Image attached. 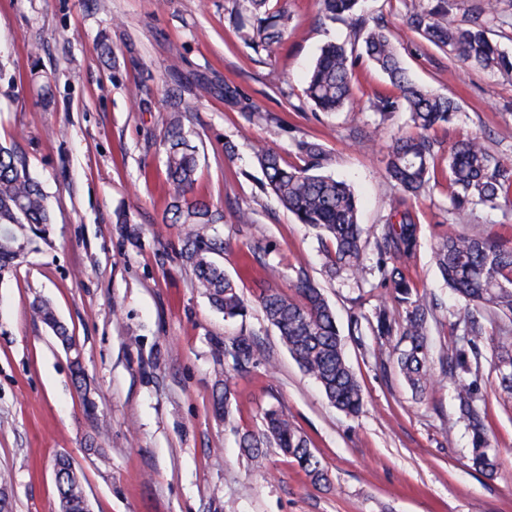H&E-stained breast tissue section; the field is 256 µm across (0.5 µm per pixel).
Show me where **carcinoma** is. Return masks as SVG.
I'll use <instances>...</instances> for the list:
<instances>
[{"label":"carcinoma","instance_id":"carcinoma-1","mask_svg":"<svg viewBox=\"0 0 512 512\" xmlns=\"http://www.w3.org/2000/svg\"><path fill=\"white\" fill-rule=\"evenodd\" d=\"M241 2L240 10L231 17L239 37L256 50L267 51L280 44L288 28V14L269 12L268 0ZM360 2L318 0L320 19L353 17L356 27L352 42L330 41L320 48L307 76L305 93L323 112L342 110L352 97L355 67L364 59L382 71L395 90L393 94L376 95L365 111L375 113L382 124L402 110L418 130L415 136L396 138L387 155L386 174L398 194L391 200L376 240L375 267L367 264L366 240L358 222V199L349 184L324 173L327 152L321 142H296L304 161L299 167H283L279 155L265 147L257 148L255 158L265 186L279 204L324 240V271L328 277L358 281L375 270L381 282L391 288L392 304L376 307L369 317H353L350 331L362 333L364 320L378 346L394 344V364L412 391L422 396L436 383L430 367V320L434 314L433 307L413 296L405 274L420 242L417 214L409 199L425 195L438 185L437 152L428 132L449 123L457 105L448 97L429 93L408 77L396 54L390 29L379 22L369 25L358 15ZM489 24L478 16L467 21L453 18L448 0H414L406 18L407 27L428 44L464 63L512 75V57L490 40ZM184 119L180 103H173L163 137L167 181L172 189L168 221L184 226L180 255L192 268L196 287L224 318H242L247 306L237 282L212 259V254L222 250V244L209 236V226L222 223L224 213L194 194L198 154L189 144ZM447 169L448 214L455 221L479 208L494 209L501 201L512 200V161L496 158L477 136L451 146ZM51 223V210L40 184L29 171L25 155L14 143L1 144L0 274L18 265L20 242L15 229L27 225L35 236L43 238ZM432 253L448 289L464 301L467 309L453 323L458 344L442 358V375L455 387L456 422L471 437L472 467L492 477L497 472V458L487 437L488 412L480 379L484 366H489L496 374L501 394L512 399V245L494 238L482 225L471 224L466 231L438 239ZM295 288L296 298L275 288L263 289V313L278 330L289 354L317 382L329 403L355 416L363 408L364 392L347 361L336 314L321 288L302 270ZM31 310L52 329L64 348L74 346L68 328L59 321L49 302L35 300ZM487 321L500 323L496 335L487 334ZM215 354L216 360L223 359L228 365L224 383L216 388L214 396L216 411L225 413L234 394L233 373L267 361L266 350L257 339L238 336L230 343L216 341ZM272 445L293 458L313 481L327 480L325 468L307 436L275 406L264 413L261 433L247 432L240 440V448L254 460L263 457L265 449ZM54 469L62 476L56 482L59 502L67 512H86L84 487L70 459L57 457Z\"/></svg>","mask_w":512,"mask_h":512}]
</instances>
